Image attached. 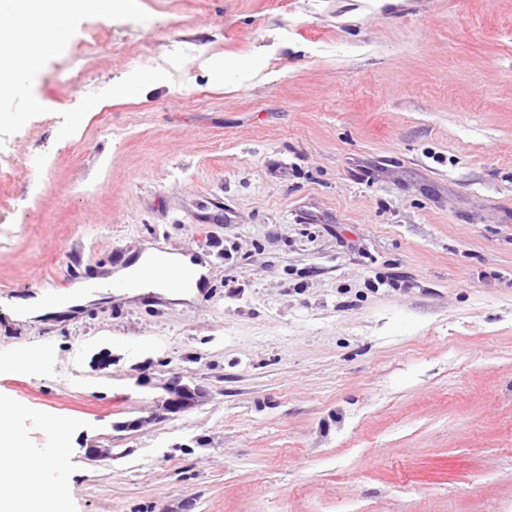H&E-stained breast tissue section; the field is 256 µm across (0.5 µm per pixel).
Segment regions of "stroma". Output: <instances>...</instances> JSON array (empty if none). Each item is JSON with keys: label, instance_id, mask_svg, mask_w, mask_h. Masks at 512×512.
Listing matches in <instances>:
<instances>
[{"label": "stroma", "instance_id": "obj_1", "mask_svg": "<svg viewBox=\"0 0 512 512\" xmlns=\"http://www.w3.org/2000/svg\"><path fill=\"white\" fill-rule=\"evenodd\" d=\"M28 91L0 362L36 367L0 397L66 448V512H512V0H133ZM150 248L196 296L15 318ZM174 372L209 396L167 417Z\"/></svg>", "mask_w": 512, "mask_h": 512}]
</instances>
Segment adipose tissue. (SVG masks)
I'll return each instance as SVG.
<instances>
[{
  "label": "adipose tissue",
  "instance_id": "adipose-tissue-1",
  "mask_svg": "<svg viewBox=\"0 0 512 512\" xmlns=\"http://www.w3.org/2000/svg\"><path fill=\"white\" fill-rule=\"evenodd\" d=\"M129 0H0V95H23L35 112L41 100L27 92L29 77L39 72L51 48L71 37L74 17L84 11L100 18L112 16ZM205 267L180 254H161L150 249L132 265L116 269L111 282L127 286L128 295L155 291L175 299L197 294ZM92 285L78 282L67 293L43 296L19 303V318L56 315L92 302ZM20 406L0 397V512H63L71 484V470L62 448H45L36 454L18 455L25 438L16 425Z\"/></svg>",
  "mask_w": 512,
  "mask_h": 512
}]
</instances>
